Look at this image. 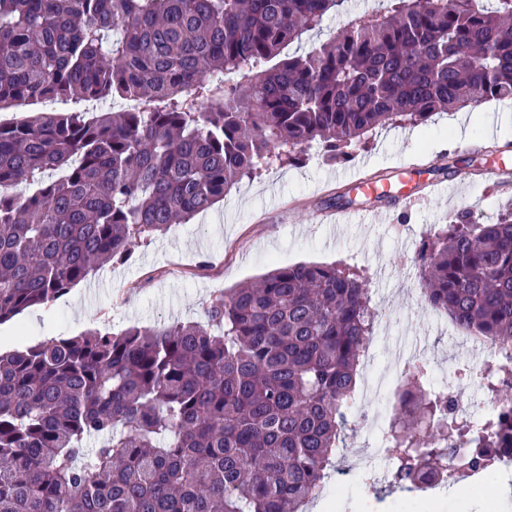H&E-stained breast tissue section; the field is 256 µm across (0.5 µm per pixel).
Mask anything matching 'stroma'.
I'll return each mask as SVG.
<instances>
[{"mask_svg":"<svg viewBox=\"0 0 512 512\" xmlns=\"http://www.w3.org/2000/svg\"><path fill=\"white\" fill-rule=\"evenodd\" d=\"M376 0H347L344 13L326 18L322 27L286 47L299 55L330 39L347 19L375 13ZM468 167L471 181L455 198L426 196L407 212H395L389 224H347L338 232L313 223L315 213L333 208L337 197L360 198L345 177L403 171L408 165ZM505 166V181L486 182L481 170ZM512 206V99L492 101L473 112H449L419 126L376 130L352 150L349 159L332 161L319 146L303 161L262 171L243 180L207 212L187 224L136 245L124 261L104 265L51 306H35L16 321L0 325V348L34 345L89 329L118 333L138 325L157 327L175 321L206 322L212 299L252 281L276 266L341 263L364 274L373 314L376 353L386 366L420 343L432 375L454 374L461 366L480 369L484 356L460 344L421 304L420 278L414 258L438 225L471 209L496 221ZM340 453L345 473L340 493L326 494L308 512H414L435 500L436 491H393L376 498L353 482V466L365 428L352 412ZM474 495L464 500L451 484L445 512H494L502 498L512 502V487L503 488L489 473L468 479Z\"/></svg>","mask_w":512,"mask_h":512,"instance_id":"1","label":"stroma"}]
</instances>
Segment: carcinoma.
Listing matches in <instances>:
<instances>
[{"instance_id": "obj_1", "label": "carcinoma", "mask_w": 512, "mask_h": 512, "mask_svg": "<svg viewBox=\"0 0 512 512\" xmlns=\"http://www.w3.org/2000/svg\"><path fill=\"white\" fill-rule=\"evenodd\" d=\"M387 2L282 59L345 0H0V111L143 104L0 121V325L315 144L344 159L379 127L512 98V0ZM418 265L422 303L512 345V211L456 214ZM370 303L360 275L297 264L217 296L206 325L0 350V512H306L358 397ZM429 380L405 370L383 438L409 490L448 480L458 448L477 472L512 451L511 357L476 436ZM53 107H48L44 103L37 102H26L16 107H13L7 111L0 112L1 121H9L14 118H21L27 115L29 112L39 111H63V112H89L92 109L85 107V101L77 99H64L54 102ZM52 109V110H49Z\"/></svg>"}]
</instances>
